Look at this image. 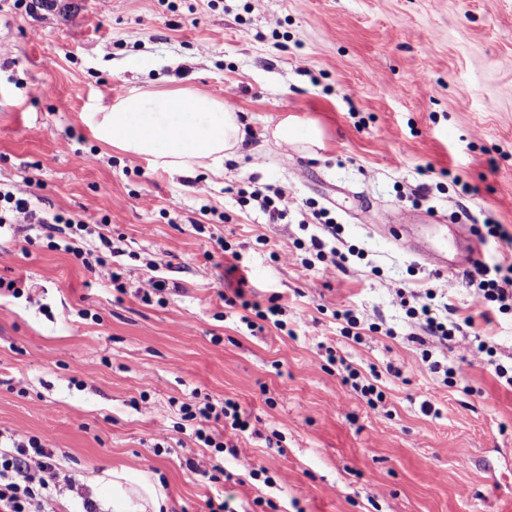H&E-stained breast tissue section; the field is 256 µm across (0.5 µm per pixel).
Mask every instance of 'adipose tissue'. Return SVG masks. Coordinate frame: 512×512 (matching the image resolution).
<instances>
[{"label": "adipose tissue", "instance_id": "1", "mask_svg": "<svg viewBox=\"0 0 512 512\" xmlns=\"http://www.w3.org/2000/svg\"><path fill=\"white\" fill-rule=\"evenodd\" d=\"M88 124L98 140L175 173L219 171L246 138L243 120L223 99L192 89L129 92L91 113ZM272 137L301 151L324 146L316 124L291 116L274 127ZM90 482L105 512H168L167 491L150 472L107 468Z\"/></svg>", "mask_w": 512, "mask_h": 512}]
</instances>
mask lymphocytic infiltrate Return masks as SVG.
<instances>
[{
    "instance_id": "f902f5d3",
    "label": "lymphocytic infiltrate",
    "mask_w": 512,
    "mask_h": 512,
    "mask_svg": "<svg viewBox=\"0 0 512 512\" xmlns=\"http://www.w3.org/2000/svg\"><path fill=\"white\" fill-rule=\"evenodd\" d=\"M35 200L33 192L17 186L0 189V230L37 232L46 239L48 248L74 255L89 271L107 278L116 290H123V273L112 266L116 248L111 238L101 237L104 251L93 255L82 246L89 232L88 224L61 214L38 216ZM477 273L482 318L511 311L512 264L489 265L481 261L477 264ZM451 290V284L441 282L425 289L420 306L408 308V317L425 335L442 341L454 339L453 328L437 314L434 305L436 298L447 297ZM178 413L198 447L210 449L219 460L227 455L238 456V446L224 440L215 429L216 423L226 421L234 434L249 430V418L237 402L227 400L217 405L194 392L181 402ZM59 467L55 452L46 448L39 437L0 435V512H47L54 495L61 489L77 490L75 477L60 478Z\"/></svg>"
}]
</instances>
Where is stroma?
<instances>
[{
    "label": "stroma",
    "mask_w": 512,
    "mask_h": 512,
    "mask_svg": "<svg viewBox=\"0 0 512 512\" xmlns=\"http://www.w3.org/2000/svg\"><path fill=\"white\" fill-rule=\"evenodd\" d=\"M186 88L226 96L246 123L223 174L153 168L84 122L130 90ZM287 115L319 122L326 149L277 146L270 132ZM27 179L41 212L106 224L123 248L112 258L121 293L45 243L25 256L0 239V278L29 289L0 299V428L38 436L83 481L81 494L55 496V512H83L96 496L88 477L112 467L158 475L171 512H202L221 494L236 512H501L512 501V387L459 353L478 336L511 369L512 312L484 322L476 272L460 268L454 340L411 341L394 290L431 287L437 270L374 225L381 209L437 210L452 263L481 221L512 234V0H58L34 12L0 0V184ZM249 180L283 189L296 211L269 223L236 194ZM311 201L335 218L345 269L305 266L297 244L322 232L301 222ZM220 238L241 249L256 299L280 296L285 330L252 334L225 307L237 277ZM152 265L176 285L161 304L135 294ZM343 308L379 331L345 338L333 316ZM329 347L376 368L377 409L326 370ZM194 391L250 414L237 444L274 486L238 483L230 456L229 480L204 477L210 452L177 431L172 405ZM273 436L279 447H267Z\"/></svg>",
    "instance_id": "obj_1"
}]
</instances>
